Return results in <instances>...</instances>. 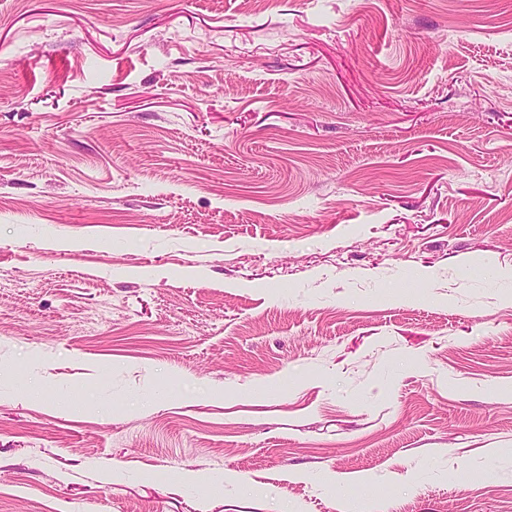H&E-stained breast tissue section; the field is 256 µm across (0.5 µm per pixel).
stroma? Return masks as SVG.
Returning a JSON list of instances; mask_svg holds the SVG:
<instances>
[{
  "label": "stroma",
  "instance_id": "1",
  "mask_svg": "<svg viewBox=\"0 0 512 512\" xmlns=\"http://www.w3.org/2000/svg\"><path fill=\"white\" fill-rule=\"evenodd\" d=\"M508 267L512 0H0V512H512Z\"/></svg>",
  "mask_w": 512,
  "mask_h": 512
}]
</instances>
